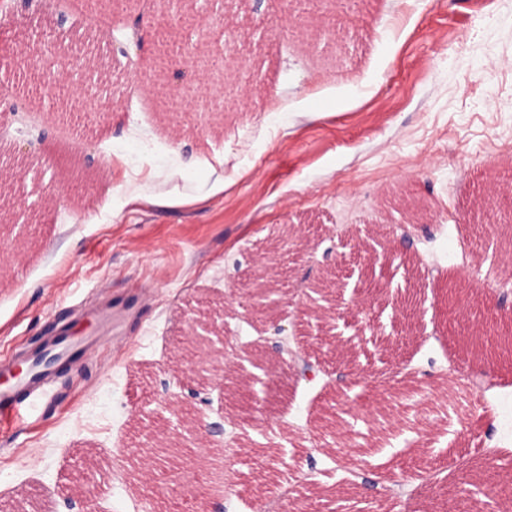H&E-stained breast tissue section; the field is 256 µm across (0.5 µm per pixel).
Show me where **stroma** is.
Returning <instances> with one entry per match:
<instances>
[{
	"instance_id": "obj_1",
	"label": "stroma",
	"mask_w": 512,
	"mask_h": 512,
	"mask_svg": "<svg viewBox=\"0 0 512 512\" xmlns=\"http://www.w3.org/2000/svg\"><path fill=\"white\" fill-rule=\"evenodd\" d=\"M162 0H0V351L37 345L60 317L104 348L58 386L40 422L0 435V512H175L180 475L153 493L140 453L167 426L158 399L201 405L223 427L192 451L231 445L240 484L197 500L251 512L257 476L297 471L298 490H351L354 512H448L466 484L512 482V353H481L485 324L512 318V267L490 269L479 236L512 259V221L477 209L512 171V0H356L326 34L275 39L274 0H189L199 22L229 19L198 57L157 71L131 21ZM99 57L108 82L87 96L35 83L44 41ZM227 186L209 195V169ZM295 225L301 251L276 276L332 272L333 332L356 353L314 351L304 309L283 333L230 293L251 281L268 238ZM409 234L406 259L377 249L383 226ZM219 311L227 359L250 345L283 355L263 412L226 411L224 387L194 377L181 351L191 311ZM309 354L313 379L295 377ZM413 394L378 408L381 368ZM345 435L370 439L350 465L319 450L336 389Z\"/></svg>"
}]
</instances>
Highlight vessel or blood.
<instances>
[{"mask_svg": "<svg viewBox=\"0 0 512 512\" xmlns=\"http://www.w3.org/2000/svg\"><path fill=\"white\" fill-rule=\"evenodd\" d=\"M96 350V343L73 342L60 327L45 338L41 358H27L26 369L15 370L14 357L1 355L0 373L10 376L11 381L0 388V430L6 432L26 423L28 416L40 411L50 386Z\"/></svg>", "mask_w": 512, "mask_h": 512, "instance_id": "b4317fda", "label": "vessel or blood"}]
</instances>
